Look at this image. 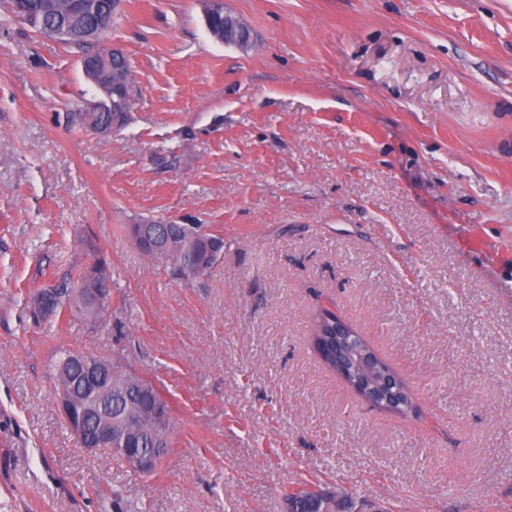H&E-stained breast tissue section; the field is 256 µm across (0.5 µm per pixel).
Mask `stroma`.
<instances>
[{
	"label": "stroma",
	"mask_w": 512,
	"mask_h": 512,
	"mask_svg": "<svg viewBox=\"0 0 512 512\" xmlns=\"http://www.w3.org/2000/svg\"><path fill=\"white\" fill-rule=\"evenodd\" d=\"M123 0L101 45L138 95L101 136L81 52L0 14V512H286L304 480L377 512H512V0ZM212 224L207 277L129 224ZM112 267L103 323L33 325L27 292ZM330 309L417 404L374 407L318 356ZM159 379L148 477L62 420L49 361ZM212 2V7L209 9L206 16V25L209 28L211 21L213 18H216L212 22V33L211 35L214 39L215 37H219L224 40V44H234V45H244L247 42H244L241 39H237L236 43L225 40L224 31L227 32L228 36L235 38L237 35V28L233 19L237 18L234 15L230 14L228 18L224 19V2L222 0H210Z\"/></svg>",
	"instance_id": "1"
}]
</instances>
